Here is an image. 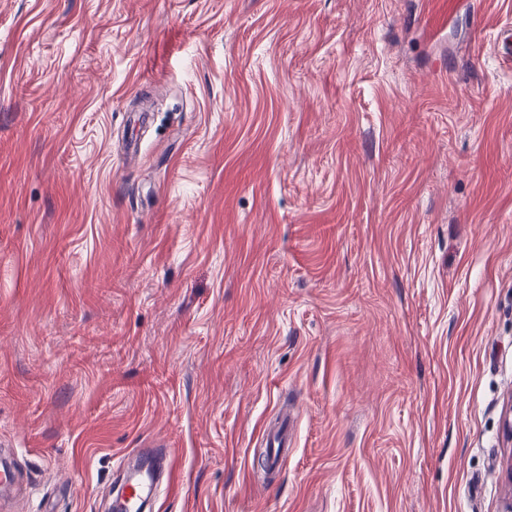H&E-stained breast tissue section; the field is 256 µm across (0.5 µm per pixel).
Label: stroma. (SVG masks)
Returning a JSON list of instances; mask_svg holds the SVG:
<instances>
[{
  "label": "stroma",
  "instance_id": "obj_1",
  "mask_svg": "<svg viewBox=\"0 0 512 512\" xmlns=\"http://www.w3.org/2000/svg\"><path fill=\"white\" fill-rule=\"evenodd\" d=\"M512 0H0V512H502ZM294 447L256 461L282 410ZM140 452L142 455L127 466L123 476L128 489L122 496L126 512L150 511V498L156 496L155 479L163 456L156 454L159 451L155 448L141 449Z\"/></svg>",
  "mask_w": 512,
  "mask_h": 512
}]
</instances>
